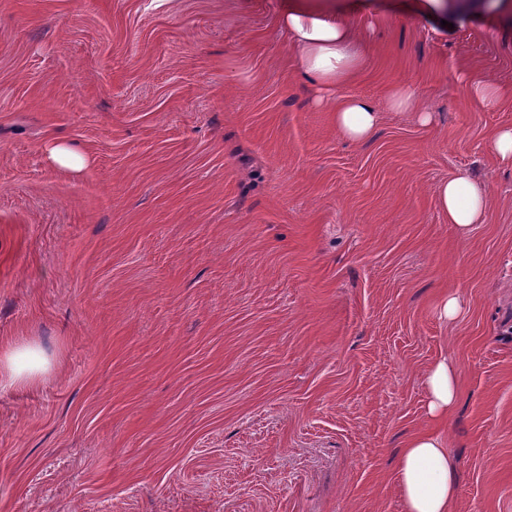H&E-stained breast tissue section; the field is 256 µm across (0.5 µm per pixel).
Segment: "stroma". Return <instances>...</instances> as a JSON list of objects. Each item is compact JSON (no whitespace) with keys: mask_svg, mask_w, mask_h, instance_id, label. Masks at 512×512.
Segmentation results:
<instances>
[{"mask_svg":"<svg viewBox=\"0 0 512 512\" xmlns=\"http://www.w3.org/2000/svg\"><path fill=\"white\" fill-rule=\"evenodd\" d=\"M284 2L0 0V346L53 361L0 391V512H403L443 356L454 512H512V9L346 14L365 66L339 93L379 112L353 143ZM401 84L431 123L388 106ZM461 170L490 201L465 238L433 194ZM467 94L477 108L490 111L499 105L502 90L494 81L485 79L468 83ZM50 158L57 165L79 171L87 164L85 155L80 154L63 143L55 144L50 150Z\"/></svg>","mask_w":512,"mask_h":512,"instance_id":"stroma-1","label":"stroma"}]
</instances>
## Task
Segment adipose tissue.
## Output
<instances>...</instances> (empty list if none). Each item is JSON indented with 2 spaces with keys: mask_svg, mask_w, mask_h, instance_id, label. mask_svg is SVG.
<instances>
[{
  "mask_svg": "<svg viewBox=\"0 0 512 512\" xmlns=\"http://www.w3.org/2000/svg\"><path fill=\"white\" fill-rule=\"evenodd\" d=\"M281 25L296 55L300 77L317 87L322 96H335L337 133L361 142L378 121L374 103L338 90L361 71L364 56L356 32L308 0H291ZM434 194L460 235L473 225L486 223L488 193L468 172L461 171L439 183ZM51 360L30 340L0 348V389L29 388L50 369ZM428 414L436 429L412 435L401 448L394 473L404 512H451L457 496V465L441 431L457 402L456 368L448 358L438 359L427 374Z\"/></svg>",
  "mask_w": 512,
  "mask_h": 512,
  "instance_id": "ef3b65f1",
  "label": "adipose tissue"
}]
</instances>
